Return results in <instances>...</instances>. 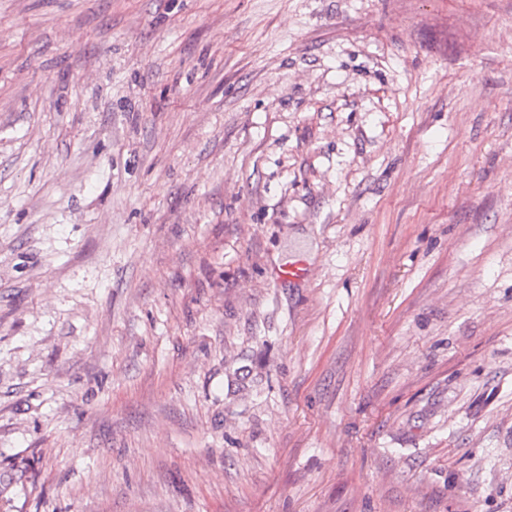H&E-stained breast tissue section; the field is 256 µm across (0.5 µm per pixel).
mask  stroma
Listing matches in <instances>:
<instances>
[{
  "label": "stroma",
  "instance_id": "1",
  "mask_svg": "<svg viewBox=\"0 0 512 512\" xmlns=\"http://www.w3.org/2000/svg\"><path fill=\"white\" fill-rule=\"evenodd\" d=\"M14 465L0 512H512V0H0Z\"/></svg>",
  "mask_w": 512,
  "mask_h": 512
}]
</instances>
